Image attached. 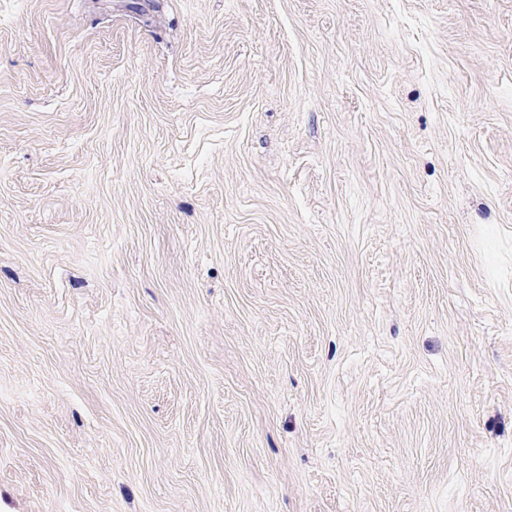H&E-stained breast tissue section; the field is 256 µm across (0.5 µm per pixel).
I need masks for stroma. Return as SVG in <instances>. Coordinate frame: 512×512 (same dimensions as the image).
I'll return each instance as SVG.
<instances>
[{
    "instance_id": "obj_1",
    "label": "stroma",
    "mask_w": 512,
    "mask_h": 512,
    "mask_svg": "<svg viewBox=\"0 0 512 512\" xmlns=\"http://www.w3.org/2000/svg\"><path fill=\"white\" fill-rule=\"evenodd\" d=\"M0 512H512V0H0Z\"/></svg>"
}]
</instances>
